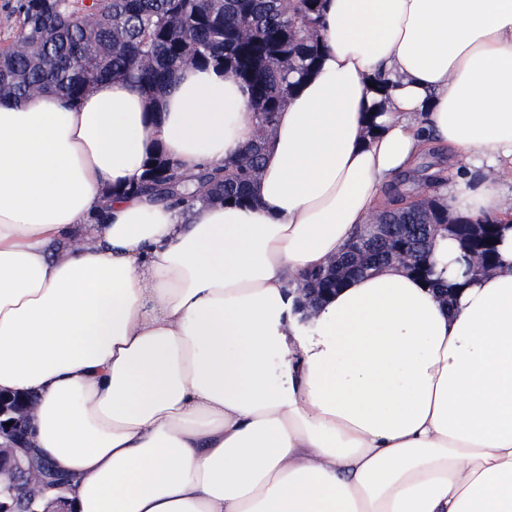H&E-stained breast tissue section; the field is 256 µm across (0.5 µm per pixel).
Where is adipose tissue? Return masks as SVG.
Returning <instances> with one entry per match:
<instances>
[{"label": "adipose tissue", "mask_w": 512, "mask_h": 512, "mask_svg": "<svg viewBox=\"0 0 512 512\" xmlns=\"http://www.w3.org/2000/svg\"><path fill=\"white\" fill-rule=\"evenodd\" d=\"M319 36L264 134L213 67L0 100V392L32 398L73 512H512V0H324ZM259 137L250 204L124 192ZM434 142L498 264L462 275L441 234L447 299L390 263L298 325L304 277Z\"/></svg>", "instance_id": "adipose-tissue-1"}]
</instances>
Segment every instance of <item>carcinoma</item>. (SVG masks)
Wrapping results in <instances>:
<instances>
[{
    "label": "carcinoma",
    "instance_id": "1",
    "mask_svg": "<svg viewBox=\"0 0 512 512\" xmlns=\"http://www.w3.org/2000/svg\"><path fill=\"white\" fill-rule=\"evenodd\" d=\"M322 0H19L12 40L0 45V99L26 101L51 90L67 103L87 94L96 82L130 78L153 92L183 66L213 65L249 92L258 125L270 128L286 95L314 68L320 44L315 37ZM262 139L249 143L232 163L216 164L184 176L158 158L146 164L135 195L189 206L197 200L244 203L259 172ZM434 195L408 207L383 210L373 223L410 226L376 243L360 263L364 274L402 252L430 276L427 257L436 237L428 224H443L468 251L498 261L496 222H483L476 234L467 222L448 227V208L436 195V178L424 177ZM492 244H487V241ZM348 254L336 271L306 275L322 288L342 285Z\"/></svg>",
    "mask_w": 512,
    "mask_h": 512
}]
</instances>
